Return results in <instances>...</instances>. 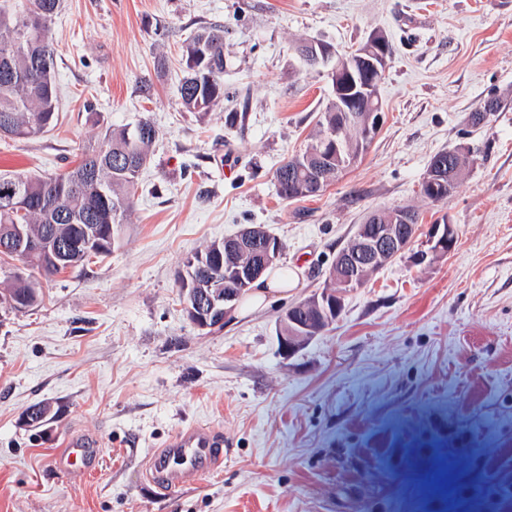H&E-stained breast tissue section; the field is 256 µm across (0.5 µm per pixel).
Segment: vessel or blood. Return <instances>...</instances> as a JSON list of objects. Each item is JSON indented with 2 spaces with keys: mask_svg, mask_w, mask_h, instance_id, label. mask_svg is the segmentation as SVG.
Returning a JSON list of instances; mask_svg holds the SVG:
<instances>
[{
  "mask_svg": "<svg viewBox=\"0 0 512 512\" xmlns=\"http://www.w3.org/2000/svg\"><path fill=\"white\" fill-rule=\"evenodd\" d=\"M220 446V441L207 426L180 429L167 441L165 448L151 455L145 476L161 490H175L189 478L210 475L222 461ZM95 455L94 443L73 438L66 442L56 460L64 469L83 473Z\"/></svg>",
  "mask_w": 512,
  "mask_h": 512,
  "instance_id": "vessel-or-blood-1",
  "label": "vessel or blood"
}]
</instances>
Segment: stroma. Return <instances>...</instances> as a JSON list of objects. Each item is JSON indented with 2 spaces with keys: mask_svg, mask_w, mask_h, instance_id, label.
<instances>
[{
  "mask_svg": "<svg viewBox=\"0 0 512 512\" xmlns=\"http://www.w3.org/2000/svg\"><path fill=\"white\" fill-rule=\"evenodd\" d=\"M216 21L224 99L188 112L178 47ZM376 34L393 48L378 135L320 196L281 199L274 172L331 98L296 45ZM53 38L58 124L0 136V173H64L143 117L159 135L111 254L0 311V512H512V0H62ZM454 148L469 166L425 200L431 158ZM405 206L454 224L451 253L388 263L282 355L286 309L324 289L369 213ZM250 225L282 243L275 268L297 284L199 330L184 262ZM193 424L222 437L224 461L161 494L146 459ZM71 434L98 443L95 469L58 466ZM463 167L464 163L462 164L461 169L458 172L454 173V175L452 176V181H445V185H442L439 182L426 183L424 178V180L421 183L422 196L432 203L446 200L448 196L454 191L456 185L458 184V181L463 175L465 171V169L462 170Z\"/></svg>",
  "mask_w": 512,
  "mask_h": 512,
  "instance_id": "obj_1",
  "label": "stroma"
}]
</instances>
